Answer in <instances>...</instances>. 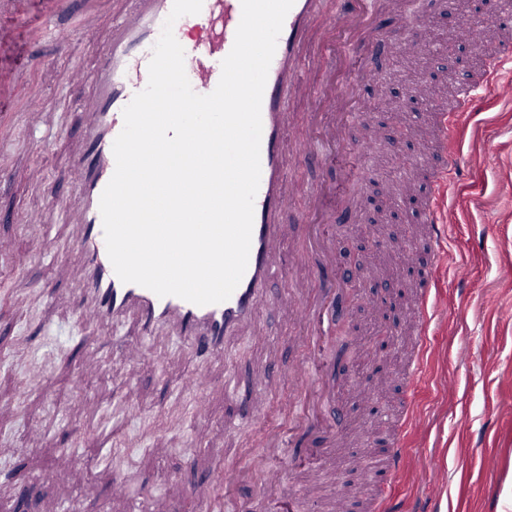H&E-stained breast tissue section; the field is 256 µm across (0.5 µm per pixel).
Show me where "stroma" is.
<instances>
[{
	"mask_svg": "<svg viewBox=\"0 0 512 512\" xmlns=\"http://www.w3.org/2000/svg\"><path fill=\"white\" fill-rule=\"evenodd\" d=\"M447 9L430 13L428 43L453 42L461 47L464 66L450 69L446 59L426 54L408 65L394 48H386L377 68L384 85L368 81L360 96L370 108L366 122L352 126L354 145L383 144L394 124L425 129L428 106L408 100L411 86L430 76L467 79L478 49L469 35L477 0H447ZM85 36H74L64 56L33 73L47 88L46 110L37 133H30L19 113L22 95H15L10 123L20 149L6 158L19 179L0 184V208L39 210L51 195L64 194L69 154L77 144V112L88 93L87 80L95 59ZM512 77L502 76L481 93L478 110L464 117L452 140L460 153L459 173L447 198L448 225L456 263L440 272L430 307L434 320L429 333L426 376L413 397L415 422L408 432L404 474L394 485L395 500L430 501L434 512H501L506 492H512V102L506 92ZM50 140V153L38 141ZM423 139L409 140L403 154L383 151L360 159L369 174L360 195L395 179L404 156H419ZM415 207L360 210L361 220H377L374 237L358 225H334L347 271L361 275L362 288L380 278L382 263L391 276L409 267L403 254L376 248L377 238L400 240ZM73 228L52 214L39 231L4 225L0 233L13 236L22 258L20 266L0 281V512H194L184 498L201 464L215 459L225 464L245 462L261 449L258 429L229 428L232 409L224 404L230 377L247 379L256 356L252 343L241 341L228 364L213 366L202 394L174 392L175 381L191 374L197 362L183 346L146 339L132 363L114 358L112 339L131 332L130 324L103 320L77 323L68 294L69 280L57 260L43 257L40 238L65 248ZM45 280L56 282L52 296L39 294ZM26 296L24 306L4 303L10 293ZM261 323L276 347L270 370L268 415H276L286 397L291 366L303 356L299 330L277 312H263ZM402 336L386 370V392L367 396L351 374H340L342 389L336 412L346 437L327 461L318 483L300 487L308 512H317L325 499L343 503L347 512H367L358 495L363 473L352 471L354 455L372 448L374 456L388 451L387 439L367 441L373 421L368 407L388 416L403 393L402 367L413 327L402 320ZM33 363L50 368L43 383L22 394L17 380ZM205 399L206 417L195 414L197 399ZM76 450L81 465L61 470L59 449ZM121 480L131 499H112L111 479Z\"/></svg>",
	"mask_w": 512,
	"mask_h": 512,
	"instance_id": "obj_1",
	"label": "stroma"
}]
</instances>
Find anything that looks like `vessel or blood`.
Here are the masks:
<instances>
[{
  "label": "vessel or blood",
  "instance_id": "1",
  "mask_svg": "<svg viewBox=\"0 0 512 512\" xmlns=\"http://www.w3.org/2000/svg\"><path fill=\"white\" fill-rule=\"evenodd\" d=\"M39 13L27 10V0H0V15L7 14L27 37L13 61V76L26 100V117L38 127L45 89L30 73L43 69L50 53L66 52L74 34L69 21L80 17L92 29L102 13L112 16L106 47L96 49L95 81L84 98L85 122L81 144L71 158L65 181L71 196L55 195L51 205L79 230L67 251L77 258L82 276L71 295L82 323L101 319L133 320L139 338L165 337L190 348L198 369L178 381L179 389L198 393L210 366L223 363L227 345L240 336L265 344L259 313L276 305L285 307L306 328L312 358L290 372L291 392L279 409L281 429L267 431L266 452L247 468H222L203 475L187 489L196 512H278L294 502L303 478L316 474L326 449L306 450L305 430L321 424L319 400L335 397L339 388L319 357L337 330L341 310L336 298L351 291L356 276L346 274L333 235L326 224H353L357 204L352 197L359 178L349 163L352 153L348 128L363 122L366 113L359 89L370 76L381 48L397 42L401 52L422 55V38L429 26L425 11L414 0H294L277 40L262 99L261 177L254 203L251 248L245 274L231 295L218 304L198 306L175 296L158 297L137 284L116 276L106 250L100 198L115 170L113 143L121 132L122 111L148 82L152 49L171 12L173 0H42ZM242 15L241 0H203L196 15L179 18L174 35L185 51V71L192 89L211 93L221 76V62L231 51ZM500 38L470 77L457 83L448 99L432 114L425 171L427 185L414 221L422 244L425 268L416 285L411 310L415 337L407 361L406 381L420 379L428 351L432 315L429 298L438 272L453 258L451 238L440 213L447 199L448 181L458 170V153L448 136L459 114L476 111L479 92L491 77L512 67V21L503 20ZM313 98L315 109L298 119L291 98ZM336 159V179L327 189L308 190L307 205L293 225L280 217L298 193L286 169L287 162L305 165ZM301 272L305 281L319 280L317 294L296 289L294 295L273 299L267 285L277 276ZM267 386V369L254 370L247 384L225 385L224 394L238 407L239 419L249 418ZM412 401L403 397L393 424L391 450L372 475L374 512H415L414 505L392 504L389 492L404 467L403 437ZM261 472L266 482L255 497L243 501L226 489Z\"/></svg>",
  "mask_w": 512,
  "mask_h": 512
}]
</instances>
